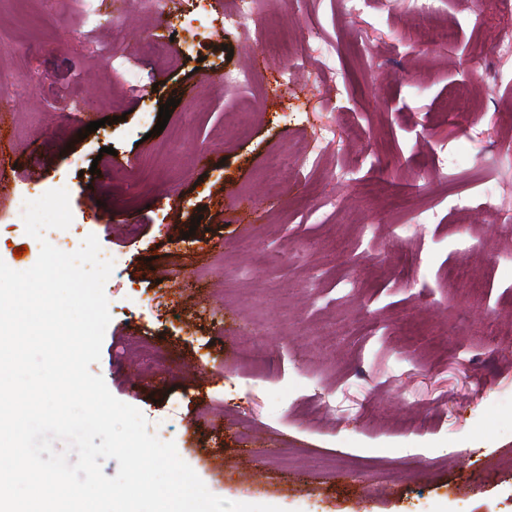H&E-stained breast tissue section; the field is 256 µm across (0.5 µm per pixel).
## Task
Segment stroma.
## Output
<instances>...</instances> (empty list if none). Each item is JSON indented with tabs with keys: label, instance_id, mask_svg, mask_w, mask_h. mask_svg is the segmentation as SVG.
Instances as JSON below:
<instances>
[{
	"label": "stroma",
	"instance_id": "1",
	"mask_svg": "<svg viewBox=\"0 0 512 512\" xmlns=\"http://www.w3.org/2000/svg\"><path fill=\"white\" fill-rule=\"evenodd\" d=\"M254 8L252 41L228 27L159 62L146 41L167 19L136 0H0L15 161L0 174V261L25 271L40 254L12 217L18 194L71 183L72 223L48 242L92 234L119 260L90 370L219 497L512 512V56L474 52L512 41V0H433L425 38L411 0H369L359 16L346 0ZM118 38L138 88L106 63ZM324 44L327 75L311 60ZM251 65V87H224V71ZM462 87L471 110L448 119ZM341 112L363 139L337 134L302 167ZM78 157L98 173L78 174ZM484 189L498 210L459 217L452 196ZM257 338L259 371L243 355ZM152 350L164 362L150 368Z\"/></svg>",
	"mask_w": 512,
	"mask_h": 512
}]
</instances>
